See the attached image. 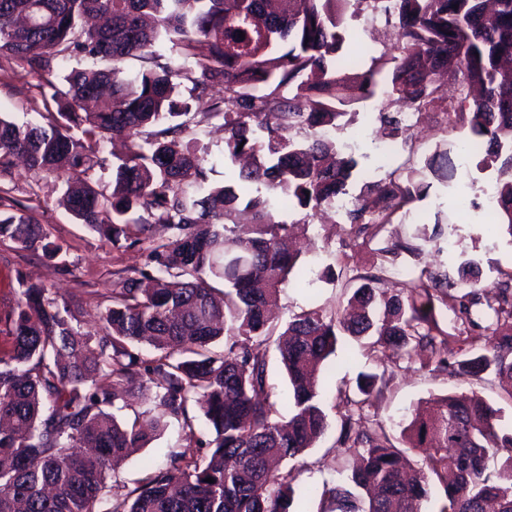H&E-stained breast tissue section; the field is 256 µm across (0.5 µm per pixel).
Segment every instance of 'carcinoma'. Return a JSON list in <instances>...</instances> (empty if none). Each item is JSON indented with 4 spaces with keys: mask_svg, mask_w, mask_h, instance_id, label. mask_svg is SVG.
Returning a JSON list of instances; mask_svg holds the SVG:
<instances>
[{
    "mask_svg": "<svg viewBox=\"0 0 512 512\" xmlns=\"http://www.w3.org/2000/svg\"><path fill=\"white\" fill-rule=\"evenodd\" d=\"M383 4L399 30L398 54L365 68L349 56L345 16ZM245 33L239 38V33ZM171 45L178 59L157 51ZM27 61L41 80L42 122L0 116V167L66 176L62 206L116 247L148 252L149 268L120 277L98 329L42 284L18 280L0 331V512H291L294 459L328 428L321 371L338 333L375 338L396 358L435 354L451 334L434 303L484 337L481 350L439 363L464 380L488 371L512 380V275L486 287L471 261L458 278L410 277L382 290L384 267L357 276L351 314L295 315L277 345L288 378V416L271 399L266 345L281 288L303 283L300 254L285 248L294 225L283 203L318 212L348 196L358 161L336 132L352 107L382 99L375 120L391 140L415 115L441 111L469 125L481 170L508 176L497 190L494 224L512 237V0H0V59ZM66 88L51 77L71 59ZM135 59L139 67L123 63ZM441 72L458 74L459 102L437 95ZM222 95L202 109L215 86ZM224 129V184L199 147L214 122ZM130 140L112 167V186L91 171L109 140ZM423 178L364 181L342 211L357 237L389 224L427 195ZM166 225L167 238L154 236ZM52 261L64 246L31 215L4 205L0 242ZM485 307L487 324L473 318ZM224 349H217L218 343ZM141 378L132 419L128 383ZM375 376L357 381L362 410ZM196 405L212 430L204 441L188 420ZM480 395L442 396L403 429L423 466L406 469L404 450L384 433L343 415L337 443L354 448L348 482L324 487L326 512H417L438 487L440 512H512V429ZM183 420L178 449L127 493L112 463ZM501 460L488 470L491 459ZM214 482H206L207 478Z\"/></svg>",
    "mask_w": 512,
    "mask_h": 512,
    "instance_id": "cac0c4a2",
    "label": "carcinoma"
}]
</instances>
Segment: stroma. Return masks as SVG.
<instances>
[{
    "instance_id": "stroma-1",
    "label": "stroma",
    "mask_w": 512,
    "mask_h": 512,
    "mask_svg": "<svg viewBox=\"0 0 512 512\" xmlns=\"http://www.w3.org/2000/svg\"><path fill=\"white\" fill-rule=\"evenodd\" d=\"M352 35L347 46L360 53L363 61L395 53L398 35L385 20L382 11L364 8L348 18ZM27 65L21 60L0 62V113L16 122L33 120L41 102L38 78L25 77ZM378 101L358 104L353 123L339 133L346 153L352 154L376 178L385 177L398 166L423 168L434 154L457 149L470 138L468 126H449L439 112L423 114L415 123L407 141L393 143L382 152L376 137L378 123L369 121ZM458 180L455 187L433 182L425 198L412 206V217L395 215L382 225L374 238H354L343 218H311L307 231L298 239L306 253L307 279L301 287H285L278 302L282 320L295 314L343 309L353 292L350 276L369 271L381 260V250L397 241H415L422 228H433L436 213L447 214L444 235L438 246L427 245L415 255L401 254L385 273L386 289L396 293L408 273H455L465 259L475 260L479 279L489 285L512 272V238L484 221L480 208L484 190L498 185L497 168L478 170L477 159L468 155L456 158ZM0 189L8 190L17 208L26 210L49 233L51 240L67 246L68 265L58 267L38 256L16 250L11 243H0V304L6 303L18 287V278L43 282L58 300L82 307L84 330H93L100 314L111 303L113 283L118 271L143 268L146 253L142 247H114L98 234L76 223L60 205V181L55 175L34 173L23 165L0 168ZM461 338L451 339L447 349L435 355L428 352L414 359H393L388 351L372 346L370 339L340 336L337 350L326 368L328 379L320 388L328 414L329 427L313 448L302 456L286 461L284 469L293 471L295 485L308 512H321L323 485L345 483L354 454L337 447L344 405L340 390L354 388L360 374L376 376L372 401L361 412L362 426L385 433L400 442L401 432L411 411L432 398L448 393L478 392L494 407L500 408L502 423L512 427V394L497 379L463 381L437 366L439 359L455 360L461 354ZM181 424L170 421L160 437L149 442L124 461L115 472L119 483L134 489L153 471L164 465L170 448L176 446Z\"/></svg>"
}]
</instances>
